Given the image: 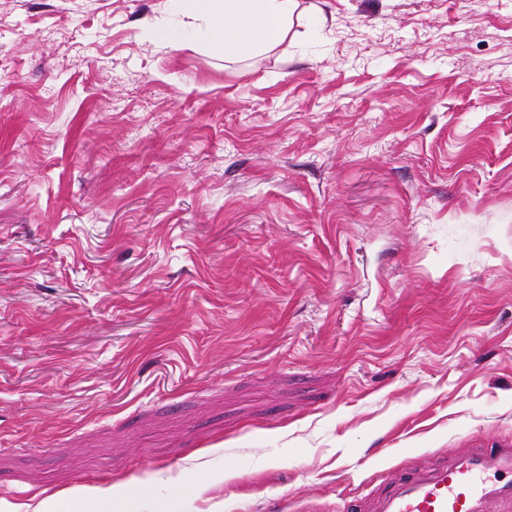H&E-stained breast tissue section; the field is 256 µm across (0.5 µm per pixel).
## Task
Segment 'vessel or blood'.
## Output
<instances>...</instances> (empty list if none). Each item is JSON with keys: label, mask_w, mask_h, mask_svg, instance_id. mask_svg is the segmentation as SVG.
<instances>
[{"label": "vessel or blood", "mask_w": 512, "mask_h": 512, "mask_svg": "<svg viewBox=\"0 0 512 512\" xmlns=\"http://www.w3.org/2000/svg\"><path fill=\"white\" fill-rule=\"evenodd\" d=\"M361 512H512V448H471L388 480Z\"/></svg>", "instance_id": "obj_1"}]
</instances>
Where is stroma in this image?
Masks as SVG:
<instances>
[{"mask_svg":"<svg viewBox=\"0 0 512 512\" xmlns=\"http://www.w3.org/2000/svg\"><path fill=\"white\" fill-rule=\"evenodd\" d=\"M287 27L0 0V512H339L512 445V0Z\"/></svg>","mask_w":512,"mask_h":512,"instance_id":"stroma-1","label":"stroma"}]
</instances>
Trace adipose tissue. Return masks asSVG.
<instances>
[{
    "label": "adipose tissue",
    "instance_id": "adipose-tissue-1",
    "mask_svg": "<svg viewBox=\"0 0 512 512\" xmlns=\"http://www.w3.org/2000/svg\"><path fill=\"white\" fill-rule=\"evenodd\" d=\"M210 17L211 34L225 54L253 52L287 33L293 0H194Z\"/></svg>",
    "mask_w": 512,
    "mask_h": 512
}]
</instances>
